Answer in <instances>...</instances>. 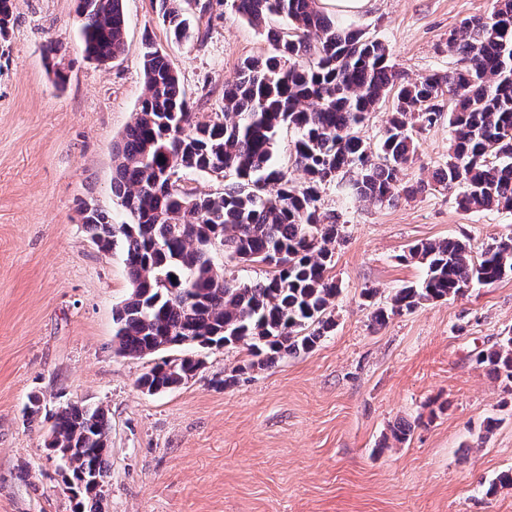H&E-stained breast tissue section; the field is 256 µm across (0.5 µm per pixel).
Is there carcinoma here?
I'll list each match as a JSON object with an SVG mask.
<instances>
[{
	"label": "carcinoma",
	"instance_id": "cac0c4a2",
	"mask_svg": "<svg viewBox=\"0 0 512 512\" xmlns=\"http://www.w3.org/2000/svg\"><path fill=\"white\" fill-rule=\"evenodd\" d=\"M123 0H77L80 43L86 58L106 63L124 51ZM172 40L193 29L180 0H156ZM230 13L267 31L271 52L244 60L224 85V110L194 111L168 55L144 43L145 91L138 112L113 148L112 195L123 219L82 201L81 224L99 250H120L131 291L115 310L114 342L124 356L144 357L184 348L175 369L164 359L138 381L149 394L174 389L203 365L197 349L241 347L247 363L236 371L272 365L316 347L335 326L340 288L332 275L342 239L336 213L321 210L325 187L345 181L359 202L392 204L429 183H401L417 150L415 124L448 120L452 154L432 182L462 188L463 210L512 212V0H495L487 15L470 16L448 33V51L460 66L405 80L388 46L345 27L319 0H224ZM15 0H0V37L14 20ZM276 17L283 26H267ZM395 112L375 147L358 128L387 96ZM452 106L445 108V100ZM296 132L295 184L275 166L279 131ZM188 172L224 179L216 193L185 189ZM224 257L268 267L252 281L228 279ZM405 262L426 267L418 283L398 289L377 310L381 325L424 302L465 295L512 276V233L474 254L457 238L415 243ZM477 363L512 395V330L478 353ZM45 448L67 458L62 478L109 477L111 421L99 405L67 404L50 415ZM73 512H100L101 498L77 490Z\"/></svg>",
	"mask_w": 512,
	"mask_h": 512
}]
</instances>
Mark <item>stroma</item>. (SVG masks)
I'll use <instances>...</instances> for the list:
<instances>
[{
  "label": "stroma",
  "mask_w": 512,
  "mask_h": 512,
  "mask_svg": "<svg viewBox=\"0 0 512 512\" xmlns=\"http://www.w3.org/2000/svg\"><path fill=\"white\" fill-rule=\"evenodd\" d=\"M75 9L76 0H16L0 40V512L73 510L44 450L48 422L24 414L32 393L48 413L76 402L107 410L104 512H512V486H492L512 469V397L475 362L512 328V278L382 325L372 318L423 278V265L402 259L409 245L456 237L477 252L512 233V213L462 211L457 190L430 185L448 160L447 122L417 132L403 171L405 182L428 181L425 192L385 206L341 186L323 193V210L344 226L330 336L227 387L245 351L205 349L188 383L149 394L137 381L154 357L120 355L113 342L115 308L130 292L121 254L98 250L78 204L118 211L112 148L144 91L145 40L167 53L198 112L221 111L225 81L270 45L219 0H190L199 36L180 45L153 0H123L125 49L100 64L81 51ZM491 9L492 0H372L346 22L385 42L415 81L454 67L449 31ZM56 44L61 54L47 59ZM490 416L502 422L485 436ZM401 421L409 440L383 447Z\"/></svg>",
  "instance_id": "1"
}]
</instances>
